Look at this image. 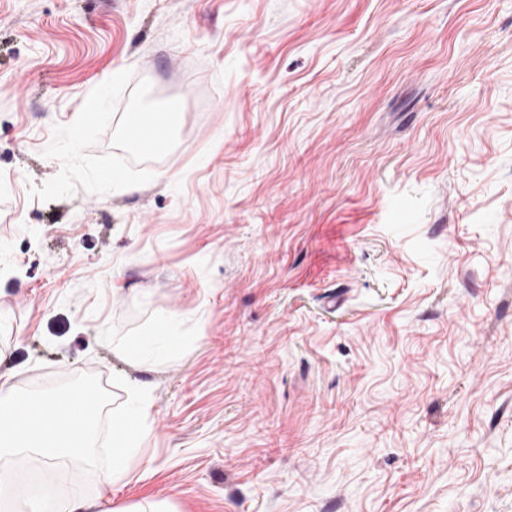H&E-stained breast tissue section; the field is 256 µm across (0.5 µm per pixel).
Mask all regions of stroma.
Returning a JSON list of instances; mask_svg holds the SVG:
<instances>
[{"mask_svg": "<svg viewBox=\"0 0 512 512\" xmlns=\"http://www.w3.org/2000/svg\"><path fill=\"white\" fill-rule=\"evenodd\" d=\"M124 70L177 147L40 199ZM91 374L98 444L152 402L104 512H512V0H0V375ZM173 335H175L173 323L166 321L146 336H142L135 341L126 342L120 350L140 363L147 364L152 354L173 346Z\"/></svg>", "mask_w": 512, "mask_h": 512, "instance_id": "35a3bbf8", "label": "stroma"}]
</instances>
